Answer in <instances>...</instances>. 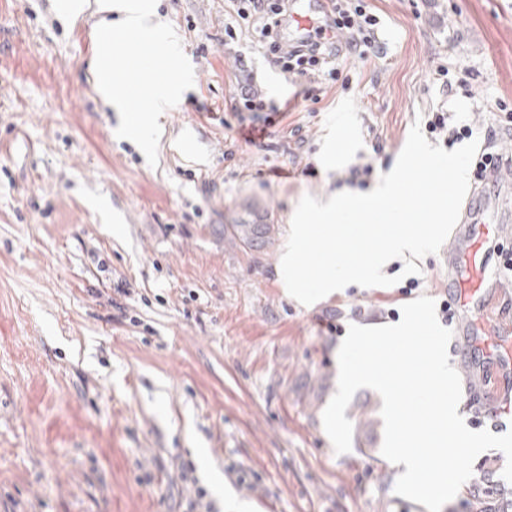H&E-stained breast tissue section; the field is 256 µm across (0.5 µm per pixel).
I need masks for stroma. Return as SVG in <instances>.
Segmentation results:
<instances>
[{
    "label": "stroma",
    "mask_w": 512,
    "mask_h": 512,
    "mask_svg": "<svg viewBox=\"0 0 512 512\" xmlns=\"http://www.w3.org/2000/svg\"><path fill=\"white\" fill-rule=\"evenodd\" d=\"M369 3L385 56L341 60L349 88L313 103L249 38L225 47L224 0H154L181 37L179 64L160 66L181 94L151 113L147 156L95 87L101 15L0 0V512H184L187 463L213 512L229 498L255 512H427L395 494L383 425L339 455L322 414L343 328L396 324L420 296L446 302L447 248L419 260L413 290L351 284L311 305L285 293L279 265L301 198L341 192L356 164L373 165L375 187L434 106L494 125L486 100H512V0ZM440 61L476 76L447 96L430 77ZM242 71L292 106L253 144L212 118ZM251 210L278 227L263 254L224 237ZM449 363L466 426L493 430L482 372ZM505 465L481 453L442 512H501Z\"/></svg>",
    "instance_id": "obj_1"
}]
</instances>
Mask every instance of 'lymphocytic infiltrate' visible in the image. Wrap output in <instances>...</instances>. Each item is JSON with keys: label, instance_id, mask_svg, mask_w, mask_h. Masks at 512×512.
Wrapping results in <instances>:
<instances>
[{"label": "lymphocytic infiltrate", "instance_id": "obj_1", "mask_svg": "<svg viewBox=\"0 0 512 512\" xmlns=\"http://www.w3.org/2000/svg\"><path fill=\"white\" fill-rule=\"evenodd\" d=\"M289 0H224V40L231 43L243 33L255 36L263 54L282 73L303 78V97L319 101L339 80L338 56L361 62L383 55L378 40V16L366 0H333V24L336 36L324 29H314L305 39L284 45V28L288 22ZM227 108L234 115L249 114L251 123L244 134L246 142H256L266 135L273 118H286L290 104L268 107L254 93L246 80H238L235 94Z\"/></svg>", "mask_w": 512, "mask_h": 512}]
</instances>
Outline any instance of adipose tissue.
Instances as JSON below:
<instances>
[{"label": "adipose tissue", "mask_w": 512, "mask_h": 512, "mask_svg": "<svg viewBox=\"0 0 512 512\" xmlns=\"http://www.w3.org/2000/svg\"><path fill=\"white\" fill-rule=\"evenodd\" d=\"M95 6L106 20L96 34L93 76L104 103L120 112L124 109L126 92L117 86L114 77L124 69L125 62L117 58L112 50L115 31L142 32L149 40L151 55L163 62L170 61L176 54L180 36L174 28L156 23L152 0H95ZM112 14L119 15V27H112L109 22L108 17Z\"/></svg>", "instance_id": "ef3b65f1"}]
</instances>
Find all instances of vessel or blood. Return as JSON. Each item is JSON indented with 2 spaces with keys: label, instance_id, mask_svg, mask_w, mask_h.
<instances>
[{
  "label": "vessel or blood",
  "instance_id": "obj_1",
  "mask_svg": "<svg viewBox=\"0 0 512 512\" xmlns=\"http://www.w3.org/2000/svg\"><path fill=\"white\" fill-rule=\"evenodd\" d=\"M290 18L298 30H307L330 21L332 0H292ZM129 53V71L137 73L146 54L137 33L120 38ZM484 190L469 198L461 221L459 236L448 250V281L454 306L460 310V333L463 343L455 345L457 355L472 358L483 353L496 375L497 394L485 411L495 420L512 415V321L494 308L493 299L500 286V267L490 265L489 258L500 245L502 201L491 190L512 188V171L504 163L488 167Z\"/></svg>",
  "mask_w": 512,
  "mask_h": 512
}]
</instances>
